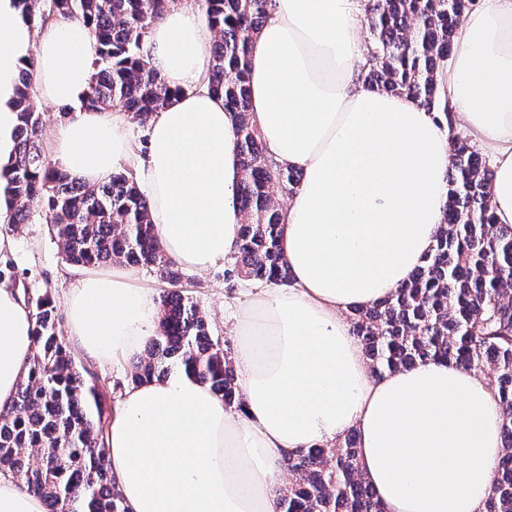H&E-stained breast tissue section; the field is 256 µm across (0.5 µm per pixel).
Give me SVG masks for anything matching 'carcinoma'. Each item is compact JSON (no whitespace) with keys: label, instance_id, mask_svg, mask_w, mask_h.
I'll list each match as a JSON object with an SVG mask.
<instances>
[{"label":"carcinoma","instance_id":"obj_1","mask_svg":"<svg viewBox=\"0 0 512 512\" xmlns=\"http://www.w3.org/2000/svg\"><path fill=\"white\" fill-rule=\"evenodd\" d=\"M172 0H11L17 19L36 30L51 17L96 33L94 72L85 107L120 106L145 123L168 99L160 74L144 54L150 26ZM273 0H198L215 30L208 89L237 118L244 214L237 251L224 278L287 286L292 275L279 251V197L292 195L302 174L270 155L249 113L247 64L252 38ZM475 0H366L370 33L363 84L407 94L448 129L451 155L444 224L410 280L382 301L355 308L352 334L371 372L445 360L494 376L490 386L502 408L503 455L492 470L484 512H512V225L491 210L493 170L454 128V107L438 74L459 45L458 22ZM34 57L17 78L13 156L0 176L10 223L43 216L73 266L122 263L148 268L171 289L160 297L159 329L146 355L132 362L133 383L179 369L210 389L224 406L243 400L228 350L199 306L176 290L182 271L160 248L149 205L134 181L117 173L90 188L49 162L39 141L41 115L29 105ZM34 318V353L12 407L0 413V472L42 499L46 512H126L112 479L105 439L112 415L97 407L93 374L80 370L58 336L60 314L46 293L27 298ZM291 475L280 489V512H382L358 466V438L348 433L332 447L314 446L288 456Z\"/></svg>","mask_w":512,"mask_h":512}]
</instances>
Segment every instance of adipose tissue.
I'll return each instance as SVG.
<instances>
[{"label": "adipose tissue", "instance_id": "1", "mask_svg": "<svg viewBox=\"0 0 512 512\" xmlns=\"http://www.w3.org/2000/svg\"><path fill=\"white\" fill-rule=\"evenodd\" d=\"M363 18L361 0H275L253 40L251 117L276 161L303 174L280 225L293 284L236 309L242 411L186 376L124 389L106 449L128 512H275L284 457L351 430L384 512H483L503 453L487 381L432 361L374 376L347 319L408 281L448 193L443 122L359 78ZM213 37L184 0L152 25L146 53L170 98L150 117L142 152L127 113L84 106L94 31L60 18L34 35L0 0V164L14 148L7 102L31 64L40 98L64 111L52 162L90 186L132 172L165 254L208 271L235 251L243 222L235 120L206 84ZM442 82L491 157L496 219L512 224V0H479L466 14ZM66 312L72 345L100 365L140 354L158 329L153 293L125 271L82 268ZM33 323L19 291L0 283V412L28 372Z\"/></svg>", "mask_w": 512, "mask_h": 512}]
</instances>
